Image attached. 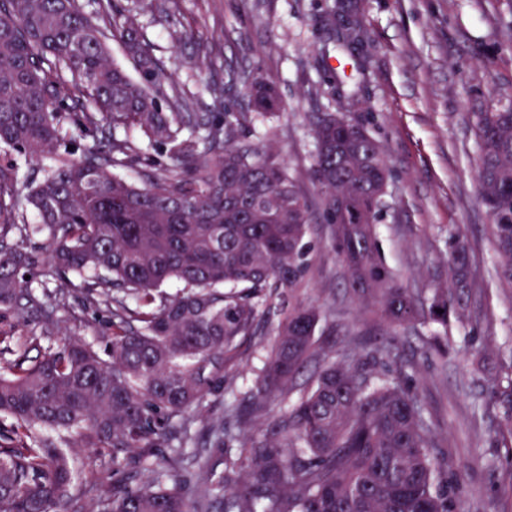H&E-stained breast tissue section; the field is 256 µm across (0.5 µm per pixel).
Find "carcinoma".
Segmentation results:
<instances>
[{"mask_svg": "<svg viewBox=\"0 0 512 512\" xmlns=\"http://www.w3.org/2000/svg\"><path fill=\"white\" fill-rule=\"evenodd\" d=\"M97 0H0V310L35 320L0 373V512H459L460 479L435 451L428 418L384 344L336 354L315 339L327 311L299 298L311 272L309 207L278 157L248 140L253 119L280 110L275 83L249 81L250 112H189L141 31L140 7ZM119 39L138 77L111 61ZM478 191L492 218L498 282L512 288V106L473 113ZM71 130L85 141L64 148ZM136 129L149 151L118 132ZM313 177L346 291L388 327L412 329L447 362L449 320H466L479 283L452 236L448 284L405 288L382 259L377 221L388 169L379 144L334 114L315 126ZM136 161V186L114 168ZM41 166L16 204L22 165ZM47 232L45 246H29ZM61 281L91 269L82 300L109 314L108 359L61 337L67 293L34 291L21 270ZM181 285L167 295L161 286ZM281 312L248 399L205 418L238 340ZM38 355L29 356L31 350ZM318 369L304 387L296 377ZM501 445L512 449V364L492 378ZM287 403L273 436L254 432L271 401ZM87 442L112 462L99 493L77 485L70 448ZM241 448L218 474L207 453ZM196 449V468L185 465Z\"/></svg>", "mask_w": 512, "mask_h": 512, "instance_id": "1", "label": "carcinoma"}]
</instances>
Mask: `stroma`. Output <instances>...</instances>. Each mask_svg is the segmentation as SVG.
<instances>
[{"mask_svg": "<svg viewBox=\"0 0 512 512\" xmlns=\"http://www.w3.org/2000/svg\"><path fill=\"white\" fill-rule=\"evenodd\" d=\"M333 3L178 0L170 21L149 12L139 21L192 111H217L211 87L223 83L225 66L276 82L281 111L256 119L247 137L279 155L309 204L307 300L335 311L337 345L368 333L398 349L405 381L461 475V512H512V467L496 445L499 419L480 408L496 399L491 376L512 363V290L493 278L497 257L478 193L472 124L491 101L512 99V0H361V35L348 46L323 21ZM198 54L210 68L184 65ZM326 112L363 124L384 153L380 249L404 287L447 281L449 230H460L471 248L484 293L474 303L475 321L452 323L446 366L431 365L408 330L373 325L371 313L345 293L312 178L314 122ZM277 324L274 314L261 320L228 370V384L240 391L252 385ZM478 356L481 378L472 374Z\"/></svg>", "mask_w": 512, "mask_h": 512, "instance_id": "1", "label": "stroma"}]
</instances>
